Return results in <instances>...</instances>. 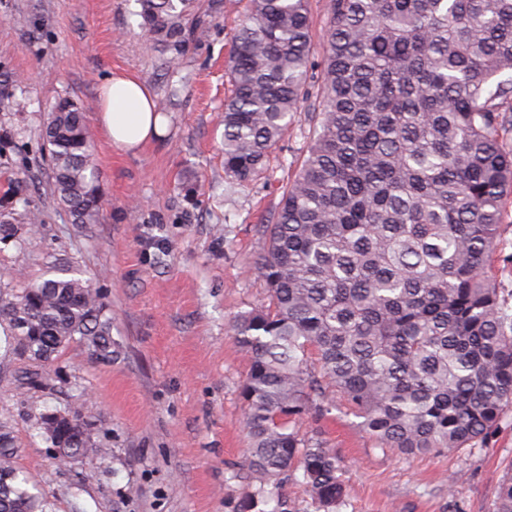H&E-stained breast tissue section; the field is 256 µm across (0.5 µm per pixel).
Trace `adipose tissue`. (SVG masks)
<instances>
[{
	"label": "adipose tissue",
	"instance_id": "1",
	"mask_svg": "<svg viewBox=\"0 0 512 512\" xmlns=\"http://www.w3.org/2000/svg\"><path fill=\"white\" fill-rule=\"evenodd\" d=\"M149 89L136 77L113 75L101 85L99 122L113 147L130 151L163 137L166 123Z\"/></svg>",
	"mask_w": 512,
	"mask_h": 512
}]
</instances>
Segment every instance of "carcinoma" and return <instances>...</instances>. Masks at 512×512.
Wrapping results in <instances>:
<instances>
[{"label": "carcinoma", "mask_w": 512, "mask_h": 512, "mask_svg": "<svg viewBox=\"0 0 512 512\" xmlns=\"http://www.w3.org/2000/svg\"><path fill=\"white\" fill-rule=\"evenodd\" d=\"M140 28L175 62L207 33L193 0H139ZM308 0H250L232 38L224 101V173H262L300 104L316 119L274 220L257 226L268 303L230 325L247 373L239 385L248 440L229 479L248 487L236 512H280L284 481L318 512L346 497L345 460L299 423L337 411L382 451L442 454L483 442L512 407V315L493 273L512 150V0H328L321 62ZM41 136L51 185L73 224L102 210L94 146L68 97ZM0 324L28 380L77 340L112 359L100 289L71 270L0 281ZM73 422L39 414L56 457L105 449ZM0 424V512H42ZM495 512H512V474Z\"/></svg>", "instance_id": "cac0c4a2"}]
</instances>
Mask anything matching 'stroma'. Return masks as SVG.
<instances>
[{"label": "stroma", "mask_w": 512, "mask_h": 512, "mask_svg": "<svg viewBox=\"0 0 512 512\" xmlns=\"http://www.w3.org/2000/svg\"><path fill=\"white\" fill-rule=\"evenodd\" d=\"M248 4L198 0L209 32L173 66L138 28L136 0H0V213L23 196L41 218L23 244L0 242V277L80 266L112 317L111 360L70 343L46 391L26 385L0 327V422L43 512H234L247 491L228 477L247 446L238 391L247 366L230 324L266 297L254 227L275 212L313 129L296 113L266 175L226 178V61ZM116 74L135 76L165 105L163 138L113 147L98 89ZM62 97L82 107L98 156L96 224H72L51 190L39 130ZM76 398L106 452L62 463L34 417ZM301 429L323 430L345 458L338 512H494L512 470V409L484 442L440 455L381 451L338 414Z\"/></svg>", "instance_id": "35a3bbf8"}]
</instances>
